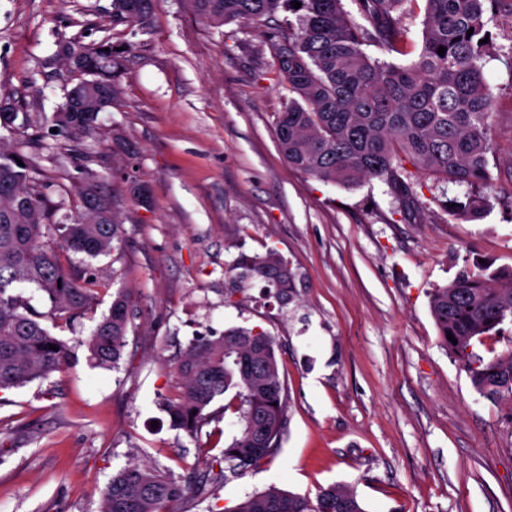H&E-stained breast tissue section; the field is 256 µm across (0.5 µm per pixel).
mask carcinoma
I'll list each match as a JSON object with an SVG mask.
<instances>
[{
  "label": "carcinoma",
  "mask_w": 512,
  "mask_h": 512,
  "mask_svg": "<svg viewBox=\"0 0 512 512\" xmlns=\"http://www.w3.org/2000/svg\"><path fill=\"white\" fill-rule=\"evenodd\" d=\"M298 2L296 9L293 0H190L194 13L213 27L282 16L272 40L279 75L293 97L278 113L276 134L291 166L347 188L379 178L408 202L415 193L413 183L400 176L405 161L470 189L487 181L493 94L483 72L489 44L480 40L487 34L486 8L512 12V0H425L420 50L409 65L381 62L363 49L372 43L405 54L406 0H351V11L344 0ZM156 4L112 0V24L142 26ZM123 54L108 40L61 39L58 55L70 88L57 118L67 132L83 130L112 107ZM33 143L27 136L12 152L0 148V390L43 380L70 359L69 346L48 331L21 288L35 286L50 301L51 313L71 322L94 307L98 282L79 277L62 263L61 253L96 258L113 252L123 238L114 204L91 188L81 191L82 208L70 223L54 220L49 186L30 175L23 153ZM488 207L472 193L455 201L458 214L474 219ZM44 237L59 238L60 249L45 244ZM231 270L241 279L265 281L285 301L293 288L287 262L273 251L242 256ZM429 304L440 343L475 389L490 401H511L512 351L486 360L476 347L512 322V271L465 270L432 289ZM137 314L130 294L117 291L84 341L93 364L116 367ZM450 333L457 343L448 340ZM51 344L56 349H49ZM175 371L179 391L162 403L171 428L196 434L214 400L234 389L239 425L224 448L229 471L244 472L272 455L285 427L284 384L272 336L236 327L217 338H196ZM188 490L166 470L132 459L112 476L100 512H169ZM230 512L367 510L354 491L333 484L319 488L313 499L272 487L247 496Z\"/></svg>",
  "instance_id": "obj_1"
}]
</instances>
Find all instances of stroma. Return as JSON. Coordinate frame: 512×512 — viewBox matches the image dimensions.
Masks as SVG:
<instances>
[{"mask_svg": "<svg viewBox=\"0 0 512 512\" xmlns=\"http://www.w3.org/2000/svg\"><path fill=\"white\" fill-rule=\"evenodd\" d=\"M112 0H0V98L37 135L32 163L60 214L90 182L116 204L118 256L90 260L99 299L67 324L24 289L73 361L0 391V512H99L133 458L192 484L172 512H225L268 487L301 495L336 484L368 512H512V402L481 397L441 345L429 293L479 263L512 268V13L487 28L494 95L483 217L455 215L466 188L412 173L405 205L381 179L346 189L293 168L275 123L290 97L263 27L214 28L189 0H159L146 29L113 25ZM126 45L117 103L56 134L65 70L44 63L63 38ZM150 199H134L135 186ZM275 250L294 288L226 270ZM138 305L117 368L84 345L117 290ZM256 327L277 344L286 429L274 453L220 477L238 419L223 401L196 435L161 409L189 342Z\"/></svg>", "mask_w": 512, "mask_h": 512, "instance_id": "1", "label": "stroma"}]
</instances>
